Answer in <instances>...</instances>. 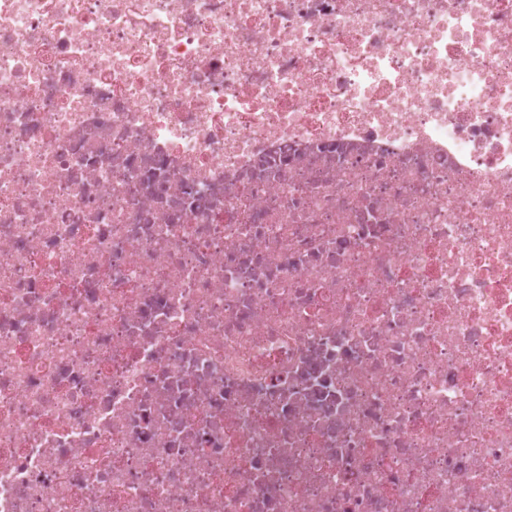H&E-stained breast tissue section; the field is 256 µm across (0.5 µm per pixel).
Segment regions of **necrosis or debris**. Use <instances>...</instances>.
Instances as JSON below:
<instances>
[{
	"instance_id": "4bbe7bcc",
	"label": "necrosis or debris",
	"mask_w": 512,
	"mask_h": 512,
	"mask_svg": "<svg viewBox=\"0 0 512 512\" xmlns=\"http://www.w3.org/2000/svg\"><path fill=\"white\" fill-rule=\"evenodd\" d=\"M0 512H512V0H0Z\"/></svg>"
}]
</instances>
